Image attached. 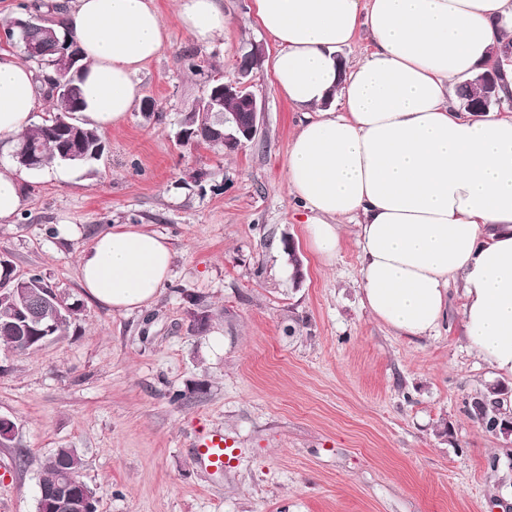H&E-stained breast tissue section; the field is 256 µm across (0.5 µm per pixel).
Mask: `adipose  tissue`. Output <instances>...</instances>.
<instances>
[{"label": "adipose tissue", "instance_id": "adipose-tissue-1", "mask_svg": "<svg viewBox=\"0 0 512 512\" xmlns=\"http://www.w3.org/2000/svg\"><path fill=\"white\" fill-rule=\"evenodd\" d=\"M254 12L277 48L276 86L305 114L286 181L311 249L333 262L353 221L362 301L408 337L431 335L461 284L470 349L512 378V113L453 103L490 66L512 95V55L492 53L512 42V0H254ZM177 13L200 42L228 25L221 0H177ZM62 28L87 64L79 122L119 127L167 37L154 0H73ZM360 31L371 46L343 66L337 52ZM34 79L0 51V141L29 127ZM173 261L162 236L121 224L92 238L77 269L89 298L125 314L155 300Z\"/></svg>", "mask_w": 512, "mask_h": 512}]
</instances>
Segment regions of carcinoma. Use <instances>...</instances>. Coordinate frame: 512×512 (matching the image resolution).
I'll return each mask as SVG.
<instances>
[{"label": "carcinoma", "mask_w": 512, "mask_h": 512, "mask_svg": "<svg viewBox=\"0 0 512 512\" xmlns=\"http://www.w3.org/2000/svg\"><path fill=\"white\" fill-rule=\"evenodd\" d=\"M65 8L63 3L39 4L34 0H19L15 5V15L37 14L43 17L44 22L22 32L13 28L10 20L4 24L5 43L17 49L23 61L37 65V89L51 101L41 122L33 124L14 143L13 151L30 158L26 164H18V167L27 170H40L54 164L90 166L99 160L106 149L105 139L98 129L79 125L74 120L75 113L82 111L83 106L80 78H74L73 87L67 94L58 89L54 80V64L60 49L65 48L67 53L80 56L74 38L53 27L51 14ZM28 44L37 48V54L26 51ZM240 111V104L234 100L224 101L217 112H207L196 106L180 122L176 141L182 146L205 145L219 149L222 139L215 135V130L222 128L224 113ZM22 281L24 289L20 292L9 296L0 294V348L8 351L17 349L18 336L21 335L18 328L20 319H28L26 335H39L37 328L46 323L51 327L50 336L56 338L65 335L83 313L81 302L69 300L40 271H30L22 277ZM181 294L192 306V329L198 334L206 333L211 322L210 310L201 305L193 294L184 290ZM498 392V387L490 386L484 399L473 404L478 423L490 434L494 433L496 424L504 422L501 402L494 399ZM82 467L83 459L77 449H55L42 462L38 495L52 492L67 474L81 480Z\"/></svg>", "instance_id": "cac0c4a2"}]
</instances>
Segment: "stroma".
I'll return each instance as SVG.
<instances>
[{
	"label": "stroma",
	"mask_w": 512,
	"mask_h": 512,
	"mask_svg": "<svg viewBox=\"0 0 512 512\" xmlns=\"http://www.w3.org/2000/svg\"><path fill=\"white\" fill-rule=\"evenodd\" d=\"M222 3L228 27L200 43L174 0H155L168 39L137 79L157 113L132 110L105 132L100 160L68 167V179L22 173L25 215L0 224V257L16 276L41 271L84 310L39 350H0V416L15 424L0 443V512H36L41 463L62 446L81 454L98 512H512L505 442L472 408L488 387L511 394L512 380L470 350L458 285L438 329L408 338L362 303L353 226L332 264L311 252L285 178L302 114L273 82L276 47L253 0ZM255 44L256 139L177 146L204 91L183 49L229 83ZM58 224L81 237L49 234ZM115 224L143 225L174 252L167 286L128 314L85 297L78 278L79 252ZM186 292L210 309L209 333L192 331ZM200 423L241 450L221 476L194 462Z\"/></svg>",
	"instance_id": "35a3bbf8"
}]
</instances>
